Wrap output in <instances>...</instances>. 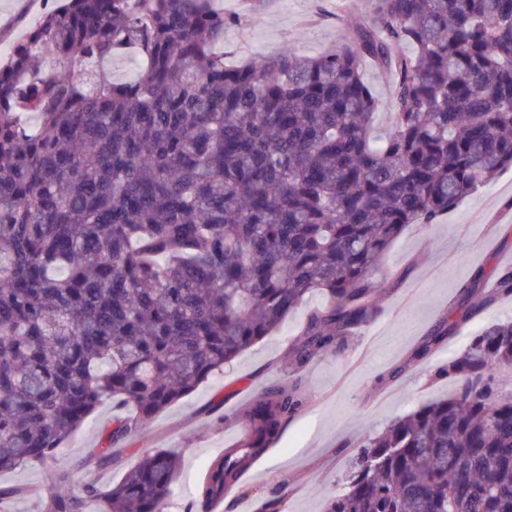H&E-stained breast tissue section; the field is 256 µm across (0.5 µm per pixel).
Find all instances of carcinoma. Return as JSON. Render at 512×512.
Returning a JSON list of instances; mask_svg holds the SVG:
<instances>
[{
	"label": "carcinoma",
	"mask_w": 512,
	"mask_h": 512,
	"mask_svg": "<svg viewBox=\"0 0 512 512\" xmlns=\"http://www.w3.org/2000/svg\"><path fill=\"white\" fill-rule=\"evenodd\" d=\"M212 2L65 0L0 64V473L54 459L106 400L131 412L83 467L112 466L320 291L285 377L237 411L244 437L195 488V512H213L306 406L293 375L374 319L393 242L512 168V0H370L371 24L337 48L238 65L237 18ZM125 54L141 67L115 81ZM367 59L393 86L381 136ZM479 288L511 296L512 268L463 288L470 315ZM456 327L442 319L417 356ZM499 368L512 320L439 367L451 397L358 439L324 512H512ZM179 469L156 448L106 489L67 493L50 472L38 494L44 512H164ZM23 492L0 482V512Z\"/></svg>",
	"instance_id": "carcinoma-1"
}]
</instances>
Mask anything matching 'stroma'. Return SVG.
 I'll use <instances>...</instances> for the list:
<instances>
[{"instance_id": "stroma-1", "label": "stroma", "mask_w": 512, "mask_h": 512, "mask_svg": "<svg viewBox=\"0 0 512 512\" xmlns=\"http://www.w3.org/2000/svg\"><path fill=\"white\" fill-rule=\"evenodd\" d=\"M57 0H0V53L23 38ZM236 15L224 31L228 62L271 56L288 49L315 55L345 40L354 23L371 21L369 0H268L261 17L241 0H215ZM512 169L442 216L434 224L410 225L388 250L377 277L389 291L371 323L350 336L338 354L316 358L302 372L309 400L288 422L279 441L254 464L243 482L224 499L223 512H322L328 497L341 491L353 454L347 443L383 429L391 420L452 394L437 367L459 351L441 344L428 357L412 354L427 331L454 313L462 286L476 270L486 277L505 268L512 255ZM321 293L289 315L282 328L239 356L224 373L202 384L131 441L121 464L93 471L100 486L116 483L145 448L176 451L182 466L165 512H188L207 463L241 437L237 408L283 376L288 343L308 313L326 304ZM118 414L112 402L100 405L63 453L49 465H30L0 476L7 484L33 488L48 471L69 474L70 492L82 460L99 448Z\"/></svg>"}]
</instances>
